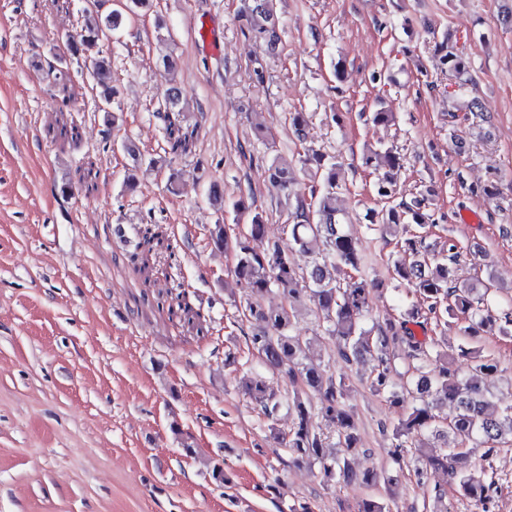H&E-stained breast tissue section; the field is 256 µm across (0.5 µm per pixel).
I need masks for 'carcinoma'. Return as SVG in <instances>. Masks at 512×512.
Returning a JSON list of instances; mask_svg holds the SVG:
<instances>
[{"label": "carcinoma", "mask_w": 512, "mask_h": 512, "mask_svg": "<svg viewBox=\"0 0 512 512\" xmlns=\"http://www.w3.org/2000/svg\"><path fill=\"white\" fill-rule=\"evenodd\" d=\"M149 0H123V7L94 18L82 27L78 39L68 43L75 54L93 51L100 37L108 31L118 30L125 14L147 6ZM244 13L249 30L271 46L279 41L276 0H245ZM448 72L457 76L466 74L463 58L453 51L442 57ZM93 76L99 88V97L106 99L115 93L112 85L110 62L103 56L92 57ZM179 95L173 94L165 106L167 135L171 149L186 151L192 144V135L183 131L172 114L179 111ZM309 176L318 184L311 196L312 202L299 205L291 212L288 241H273L266 250L256 251L250 240L264 233L263 215L253 213L247 235L235 233L231 224H217L212 240L219 248L232 249L235 257L234 271L244 283L247 295L242 314L256 316L266 323V329L249 338L250 345L265 363L288 379L293 387L292 396L282 400L270 392L264 381L246 375L241 387L252 397L269 419H274L282 404L293 411L292 427L283 437L285 447L295 465L318 466L325 482H358L366 486L383 482L384 493L368 496L358 503L357 512H391L392 486L397 477L382 476L353 468L351 455L359 447V436L347 405L349 379L333 376L315 362L308 352L311 344L290 334L295 319V305L307 294L319 316L327 324L329 335L340 340L339 356L348 364L368 357L373 361L368 376L371 389L386 397L393 406H407L397 425L392 428V448L389 454L395 464L403 466L405 457L411 456L415 473L421 475L432 469L441 472L445 483L434 487V503L446 498L448 486L467 498L478 512H488V504L498 490V480L490 456L495 444L505 435L512 436V405L495 410L481 388L480 379L497 370L489 359L475 356L474 366L467 375L455 367L454 354L448 352V337L426 336L418 338L408 327L410 320L419 316L421 309L433 315L436 326L448 327L453 320L464 319L468 325L460 332L467 338L475 337L476 328L496 326L499 332L512 334V312H496L489 307V288L478 292L474 287H459L452 283L450 265L456 263L459 252L453 242H448L446 254L431 262L418 259L423 236L416 232L401 244L403 256L394 264V279L400 283L413 282L420 300L406 310L401 319L386 318L366 326L370 288L364 280L344 281L348 272H358L363 264L362 247L349 231L348 214L338 206L339 165L317 150L311 149L305 159ZM363 164L384 170L375 184L376 195L390 200L397 195L396 183L390 170L398 166V157L390 150H367ZM295 171L278 157L269 163L266 179L269 185L281 192L288 191L294 182ZM369 228L386 234L399 224L420 229L430 221L425 199L400 201L385 213H370ZM317 237L325 238L327 252L312 260L306 273L295 267L293 253H307ZM281 286L288 294V306L264 308L262 300ZM402 348L406 359L417 361V377L411 386L395 387L391 371L395 368L391 354ZM446 404L451 409L448 422H443L435 409ZM321 418L335 427L336 445L344 449L339 454L329 450L327 436L320 431L316 419ZM452 437L453 445L443 452L429 450L426 436ZM480 440L489 445L487 464L477 470H462L456 463L462 457L459 447L467 442Z\"/></svg>", "instance_id": "obj_1"}]
</instances>
